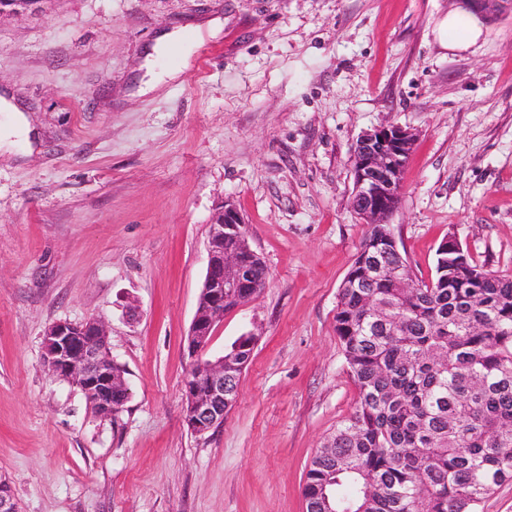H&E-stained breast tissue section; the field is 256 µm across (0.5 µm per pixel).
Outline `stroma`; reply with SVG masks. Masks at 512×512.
<instances>
[{
	"instance_id": "35a3bbf8",
	"label": "stroma",
	"mask_w": 512,
	"mask_h": 512,
	"mask_svg": "<svg viewBox=\"0 0 512 512\" xmlns=\"http://www.w3.org/2000/svg\"><path fill=\"white\" fill-rule=\"evenodd\" d=\"M457 3L53 0L0 18V91L40 137L0 159V474L18 512H306L308 464L357 399L334 325L366 231L351 206L365 132L415 134L390 227L418 279L451 236L512 274V12L451 52L435 28ZM213 18L217 36L156 52ZM148 56L186 65L133 95ZM224 200L269 282L214 332L213 356L259 340L236 405L199 436L184 339ZM90 318L130 389L113 422L44 361L49 325Z\"/></svg>"
}]
</instances>
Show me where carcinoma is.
<instances>
[{
    "instance_id": "cac0c4a2",
    "label": "carcinoma",
    "mask_w": 512,
    "mask_h": 512,
    "mask_svg": "<svg viewBox=\"0 0 512 512\" xmlns=\"http://www.w3.org/2000/svg\"><path fill=\"white\" fill-rule=\"evenodd\" d=\"M387 231L367 225L339 289L358 397L310 462L306 512H478L512 483V276L461 273L441 244L432 280L400 288Z\"/></svg>"
}]
</instances>
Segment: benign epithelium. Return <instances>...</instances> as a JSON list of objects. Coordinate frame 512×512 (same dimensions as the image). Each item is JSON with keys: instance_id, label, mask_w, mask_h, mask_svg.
<instances>
[{"instance_id": "1", "label": "benign epithelium", "mask_w": 512, "mask_h": 512, "mask_svg": "<svg viewBox=\"0 0 512 512\" xmlns=\"http://www.w3.org/2000/svg\"><path fill=\"white\" fill-rule=\"evenodd\" d=\"M476 9L496 17L512 7V0H473ZM38 12L36 0H12L0 4V16ZM414 134L395 125L380 126L364 134L353 151V192L351 203L365 224H387L391 211L387 200L399 197L402 175L409 158ZM244 224L234 204L225 200L216 209L208 238V263L198 305L185 339L191 368L184 380L185 422L196 435H203L224 422V416L238 397L236 366L220 356L211 359L208 346L216 327L224 322V290L239 288L242 304L255 299L247 291L250 258L224 249V237ZM105 323L91 318L81 323L56 322L44 336L45 362L50 375L78 387L93 412L101 419H113L123 411L130 397L121 373L112 371V356ZM0 512H17L11 484L0 477Z\"/></svg>"}]
</instances>
